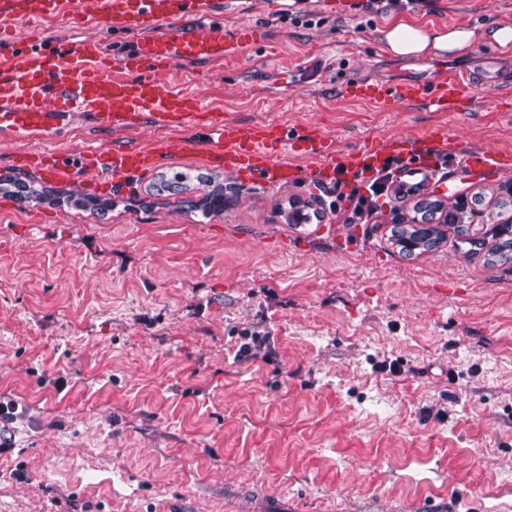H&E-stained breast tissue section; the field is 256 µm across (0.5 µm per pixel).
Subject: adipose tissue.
<instances>
[{"label":"adipose tissue","mask_w":512,"mask_h":512,"mask_svg":"<svg viewBox=\"0 0 512 512\" xmlns=\"http://www.w3.org/2000/svg\"><path fill=\"white\" fill-rule=\"evenodd\" d=\"M478 34L475 30L452 27L433 33L408 26L396 25L384 33V41L397 57L418 59L433 55L462 56L468 53Z\"/></svg>","instance_id":"adipose-tissue-1"}]
</instances>
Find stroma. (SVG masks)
<instances>
[{"instance_id": "stroma-1", "label": "stroma", "mask_w": 512, "mask_h": 512, "mask_svg": "<svg viewBox=\"0 0 512 512\" xmlns=\"http://www.w3.org/2000/svg\"><path fill=\"white\" fill-rule=\"evenodd\" d=\"M226 0L224 37L264 31L219 69L178 65L166 85L195 92L227 121L319 127L337 152L443 126L448 167L408 159L428 178L366 223L336 213L349 185L298 161L271 186L205 152L162 157L128 182L83 169L53 191L112 198L110 212L24 205L0 196V512H232L261 485L305 512H512V170H461L468 154L512 153V45L482 38L461 59H402L398 24L484 32L512 26V0ZM66 15L14 31L17 41L91 37L105 22ZM468 74L470 110L422 103L384 112L341 97L358 80L425 82ZM152 126L109 131L74 116L45 141L0 136V176L39 178L17 153L142 147ZM187 169L223 181L224 211L189 208ZM475 200L433 250L408 254L396 227L417 202ZM316 211L288 221L292 202ZM265 339L235 359L244 332ZM397 359L401 370L375 369Z\"/></svg>"}]
</instances>
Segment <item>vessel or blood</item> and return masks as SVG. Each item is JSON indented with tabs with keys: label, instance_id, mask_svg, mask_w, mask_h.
<instances>
[{
	"label": "vessel or blood",
	"instance_id": "1",
	"mask_svg": "<svg viewBox=\"0 0 512 512\" xmlns=\"http://www.w3.org/2000/svg\"><path fill=\"white\" fill-rule=\"evenodd\" d=\"M52 0H0V132L21 139L52 136L74 115L88 116L100 128L132 131L149 123L163 132L149 148L89 146L73 154L42 153L40 173L50 180L74 168H92L112 180L137 176L155 159L202 150L216 155L225 169L261 176L275 184L296 176L293 159L319 161L328 174L346 175L377 167L391 157L413 153L404 141L383 149L336 155L317 130L297 134L277 124L239 126L198 95L159 83V72L180 64H220L227 53L224 28L217 23L222 0H81V14L104 20L112 32L129 36L112 49L89 39L15 47L11 32L42 18ZM207 17L208 28L189 26L188 18ZM166 23V32L153 25ZM464 80L443 70L425 83L392 86L367 82L352 87L353 97L388 109L401 102L423 101L435 112H464L469 99ZM467 168L496 173L512 166V154L487 150L471 156ZM287 495L256 491L240 512H293Z\"/></svg>",
	"mask_w": 512,
	"mask_h": 512
}]
</instances>
